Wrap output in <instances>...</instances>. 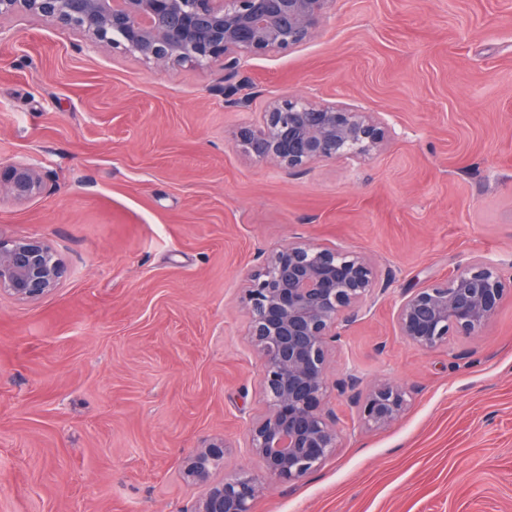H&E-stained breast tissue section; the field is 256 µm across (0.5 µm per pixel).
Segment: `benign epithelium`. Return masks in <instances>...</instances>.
<instances>
[{
  "instance_id": "benign-epithelium-1",
  "label": "benign epithelium",
  "mask_w": 512,
  "mask_h": 512,
  "mask_svg": "<svg viewBox=\"0 0 512 512\" xmlns=\"http://www.w3.org/2000/svg\"><path fill=\"white\" fill-rule=\"evenodd\" d=\"M333 0H0V22L27 14L50 26L78 31L87 40L128 53L146 65L221 67L234 76L242 56L286 53L313 36ZM389 136L374 112L302 97L272 101L260 122L241 129L236 143L258 162L289 171L328 160L359 161ZM44 190V174L19 163L0 170V195L27 201ZM65 274L53 249L36 238L0 236V293L20 301L49 294ZM374 265L354 251L302 240L269 256L248 277L243 303L248 336L261 360L264 411L251 424L248 448L270 482L293 486L335 450L337 414L327 407L335 389L362 423L383 428L402 414L406 392L389 383L366 391L355 377L327 378L332 347L342 327L359 316L378 287ZM506 290L502 272L474 256L448 279L401 297L399 334L430 350L450 336L482 332ZM230 445L215 438L190 451L184 480L203 489L194 512H253L260 493L247 473L213 479Z\"/></svg>"
}]
</instances>
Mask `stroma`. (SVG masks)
Returning <instances> with one entry per match:
<instances>
[{"instance_id": "stroma-1", "label": "stroma", "mask_w": 512, "mask_h": 512, "mask_svg": "<svg viewBox=\"0 0 512 512\" xmlns=\"http://www.w3.org/2000/svg\"><path fill=\"white\" fill-rule=\"evenodd\" d=\"M222 69L152 67L27 15L0 23V165L42 194L0 199V235L67 269L34 302L0 294V512H193L186 453L224 437L214 473L260 475L261 411L244 276L289 243L356 251L380 287L333 349L329 380L406 390L253 512H512V291L476 336L399 335L404 292L481 255L512 275V0H335L313 38ZM288 95L381 113L360 162L288 171L237 132ZM44 174L34 165L19 163L2 171L0 166V195L16 202L27 201L44 190Z\"/></svg>"}]
</instances>
